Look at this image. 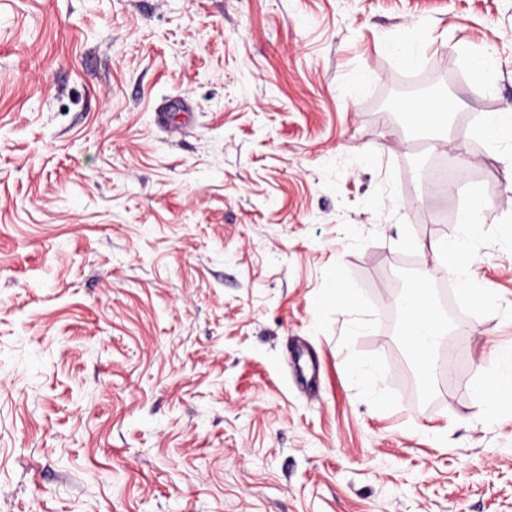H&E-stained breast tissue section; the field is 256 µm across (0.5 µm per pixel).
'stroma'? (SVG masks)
Returning a JSON list of instances; mask_svg holds the SVG:
<instances>
[{"instance_id": "stroma-1", "label": "stroma", "mask_w": 512, "mask_h": 512, "mask_svg": "<svg viewBox=\"0 0 512 512\" xmlns=\"http://www.w3.org/2000/svg\"><path fill=\"white\" fill-rule=\"evenodd\" d=\"M433 79L444 148L388 106ZM507 106L512 0H0V512H512L472 391L512 346ZM475 194L494 301L447 290L425 384L396 300L440 268L403 242ZM468 66L479 81H487L495 67L494 58L484 53H470L465 50ZM512 114L510 112L490 113L479 128L480 136L488 141H500L511 137Z\"/></svg>"}]
</instances>
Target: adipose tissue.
Here are the masks:
<instances>
[{"instance_id":"ef3b65f1","label":"adipose tissue","mask_w":512,"mask_h":512,"mask_svg":"<svg viewBox=\"0 0 512 512\" xmlns=\"http://www.w3.org/2000/svg\"><path fill=\"white\" fill-rule=\"evenodd\" d=\"M431 275H423L410 286L402 307L406 315V342L425 374H432L436 364L432 353L446 343L448 329L442 317L433 313ZM498 369L491 381H477L473 385L476 398L488 409L496 410L512 405V347L496 354Z\"/></svg>"}]
</instances>
